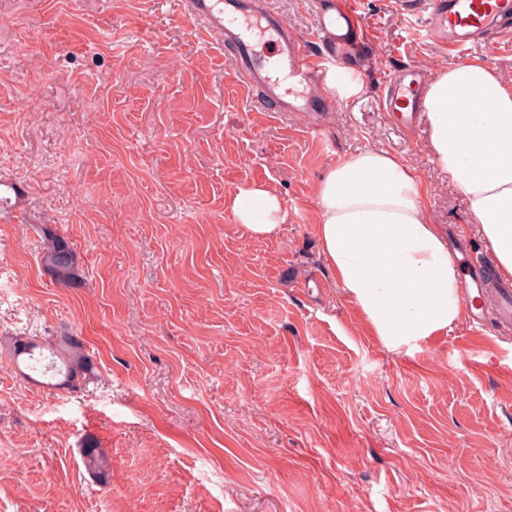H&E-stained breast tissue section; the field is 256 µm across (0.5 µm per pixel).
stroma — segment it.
Returning <instances> with one entry per match:
<instances>
[{
	"label": "stroma",
	"mask_w": 512,
	"mask_h": 512,
	"mask_svg": "<svg viewBox=\"0 0 512 512\" xmlns=\"http://www.w3.org/2000/svg\"><path fill=\"white\" fill-rule=\"evenodd\" d=\"M299 36L317 0H271ZM356 93L269 112L231 53L172 0H0V512H512V336L487 322L393 352L319 255L315 183L364 148L412 166L433 223L490 263L463 196L379 98L385 71L479 60L512 78V37L446 56L420 15L362 0ZM274 188L277 236H244L237 189ZM82 284L53 281L41 227ZM79 336L97 374L50 388L14 336ZM94 442L99 482L81 459Z\"/></svg>",
	"instance_id": "obj_1"
}]
</instances>
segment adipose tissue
Instances as JSON below:
<instances>
[{
	"instance_id": "ef3b65f1",
	"label": "adipose tissue",
	"mask_w": 512,
	"mask_h": 512,
	"mask_svg": "<svg viewBox=\"0 0 512 512\" xmlns=\"http://www.w3.org/2000/svg\"><path fill=\"white\" fill-rule=\"evenodd\" d=\"M422 110L429 151L465 197L497 273L512 278V82L477 60L442 68ZM316 198L321 256L385 348L414 349L463 321L459 273L409 165L382 149L358 150L327 167ZM229 208L253 237L277 235L285 219L263 184L237 190Z\"/></svg>"
}]
</instances>
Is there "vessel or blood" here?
Returning a JSON list of instances; mask_svg holds the SVG:
<instances>
[{
  "label": "vessel or blood",
  "instance_id": "b4317fda",
  "mask_svg": "<svg viewBox=\"0 0 512 512\" xmlns=\"http://www.w3.org/2000/svg\"><path fill=\"white\" fill-rule=\"evenodd\" d=\"M179 13L206 39H220L234 49L233 62L247 91L259 92L274 112H307L314 98L310 87L325 85L326 60L338 59V49L354 38L366 39L356 0H326L320 5L319 30L331 19L344 21L335 48H321L293 34L266 0H176ZM512 28V0H434L422 22L423 36L443 52H464L485 41L493 31ZM385 109L400 113L404 132L417 125L421 107L405 68H391L384 76ZM512 323V290L499 291L494 309L479 306L471 311L473 324L487 316Z\"/></svg>",
  "mask_w": 512,
  "mask_h": 512
}]
</instances>
